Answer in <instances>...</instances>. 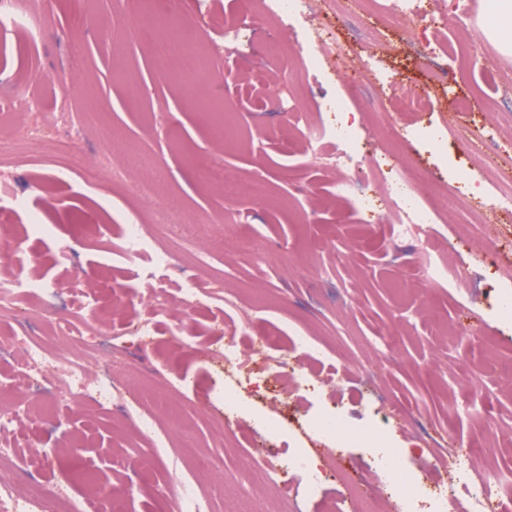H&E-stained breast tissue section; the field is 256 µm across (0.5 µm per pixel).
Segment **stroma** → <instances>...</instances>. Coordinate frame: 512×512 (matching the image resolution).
I'll return each instance as SVG.
<instances>
[{"instance_id": "obj_1", "label": "stroma", "mask_w": 512, "mask_h": 512, "mask_svg": "<svg viewBox=\"0 0 512 512\" xmlns=\"http://www.w3.org/2000/svg\"><path fill=\"white\" fill-rule=\"evenodd\" d=\"M26 2L39 40L0 26V234L35 253L27 273L52 283L61 315L75 312V292L97 299L101 346L90 370L116 375L139 413L155 417L151 438H139L119 402L38 394L0 361V381L13 387L0 402L33 407L0 440L47 492L88 507L84 467L123 488L126 512H177L168 493L179 480L195 483L211 512H256L261 486L244 471L245 458L285 456L299 444L323 449L329 476L307 498L302 477L289 474L288 512H325L341 501L345 466L376 495L377 512H392L371 449L305 431L289 421L292 407L338 409L355 431H386L402 451L401 469L435 482L450 469L432 468L420 427L444 426L460 446H480L477 471L512 469V443L493 441L512 429V321L497 312L494 276L512 269V208L499 205L512 181V58L478 32L482 0H447L436 26L431 0H414L409 20L378 0H312L280 23L272 0H167L166 15L218 59L212 86L194 98L177 80L194 59L165 69L126 37L124 17L140 0H88L79 15L71 0ZM230 18L242 32H232ZM331 35L363 72L362 84L324 55ZM273 40L295 58L290 77L278 76L266 52ZM469 41L480 43L484 70L456 57ZM391 72L420 83L431 109L401 112L386 83ZM222 98L245 114L251 138L237 128L216 138L205 105ZM341 98L358 116V150L340 162L327 128L328 106ZM282 99L289 111L279 109ZM40 112L61 114L56 136L100 168L99 182L85 183L48 147L27 142L26 126ZM430 124L452 129L446 154L403 136L405 126ZM198 161L254 182L256 195L225 199L220 187L197 182ZM411 168L441 189L472 174L478 191L471 208L448 206L446 221L423 226L408 245H383L386 209L362 214L336 183L360 172L395 179ZM140 205L145 235L172 255L151 278L149 254L120 251L121 229ZM37 224L50 227V238L34 232ZM489 234L496 253L481 263L476 246ZM340 251L346 264L336 261ZM424 261L447 268V277L397 291V279ZM190 287L200 293L191 306ZM135 316L152 321L153 342L130 344L126 320ZM268 331L280 338L270 359L289 358L306 372L323 358L318 393L241 387L225 374V343L245 349ZM71 435L79 465L66 449ZM185 446L197 449L198 462L181 457Z\"/></svg>"}]
</instances>
